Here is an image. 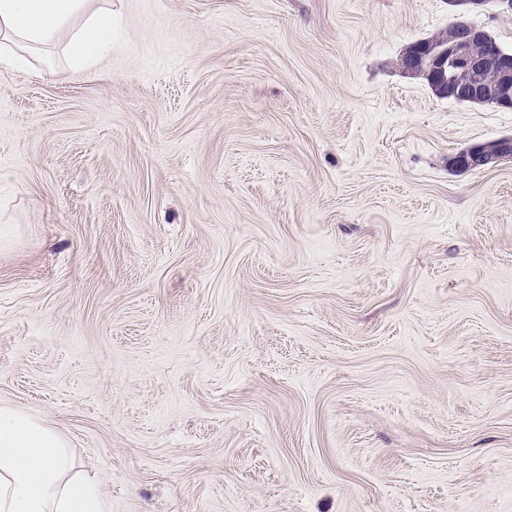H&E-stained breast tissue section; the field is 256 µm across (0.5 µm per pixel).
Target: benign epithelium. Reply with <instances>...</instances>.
Segmentation results:
<instances>
[{
  "label": "benign epithelium",
  "mask_w": 512,
  "mask_h": 512,
  "mask_svg": "<svg viewBox=\"0 0 512 512\" xmlns=\"http://www.w3.org/2000/svg\"><path fill=\"white\" fill-rule=\"evenodd\" d=\"M450 32L466 31L461 37L451 38L448 52L429 49L427 56L431 57L433 69L443 68V63H448V98H458V88L453 85L454 71L467 70L473 76L472 90L479 92L486 90L491 95L488 104L502 109L512 110V65L506 61L497 63L494 70L493 87H488L485 79L486 57H478L473 49L476 41L482 38L483 30L456 21L448 27ZM512 160V137H502L495 141L493 148L489 149L484 144H476L458 152L452 158V167L457 172H467L478 168L493 167L502 161Z\"/></svg>",
  "instance_id": "benign-epithelium-1"
}]
</instances>
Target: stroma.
<instances>
[{
	"label": "stroma",
	"mask_w": 512,
	"mask_h": 512,
	"mask_svg": "<svg viewBox=\"0 0 512 512\" xmlns=\"http://www.w3.org/2000/svg\"><path fill=\"white\" fill-rule=\"evenodd\" d=\"M0 65V402L106 512H512V110L448 0H110ZM512 49V9L463 16ZM450 32H459L466 30V34L461 37H452L450 41L451 45L448 47V32L439 33L437 36L432 37L428 40L418 41L409 46L408 50L400 58L401 67L407 68L409 62V54L417 47H434L435 49H441L448 51V84L443 80H436L433 76V72L430 71V67L427 62H423L417 68L412 71L410 75L421 76L429 84L432 91L440 98L456 99L458 98V88L453 85L454 71L455 70H467L470 71L473 76V84L471 86L474 92H479L486 87V91L492 96L487 101L489 105L502 109L512 110V64L511 66L506 61L498 60L496 68L493 72L494 82L491 90L490 86L485 79V62L489 57H494L491 53L486 54L484 58L478 57L474 52V44L476 41L481 40L483 30L456 21L448 27ZM434 48L429 49L427 53L428 57H431L434 70L443 69V63L446 59L447 53L443 51H436ZM481 59V60H480ZM439 75H444L443 71H440ZM455 81L458 84H464L467 81L465 74L456 72ZM448 93V94H447ZM491 143V142H490ZM492 147L493 144H488ZM512 160V137H502L495 141L492 149L485 144H476L458 152L452 158V167L457 172H467L478 168L493 167L502 161Z\"/></svg>",
	"instance_id": "stroma-1"
}]
</instances>
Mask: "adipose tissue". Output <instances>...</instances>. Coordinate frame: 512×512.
Returning <instances> with one entry per match:
<instances>
[{
    "mask_svg": "<svg viewBox=\"0 0 512 512\" xmlns=\"http://www.w3.org/2000/svg\"><path fill=\"white\" fill-rule=\"evenodd\" d=\"M90 0H0V63L31 71L34 50L63 44L79 67L112 47V10ZM66 441L43 421L0 404V512H105L98 487L69 477Z\"/></svg>",
    "mask_w": 512,
    "mask_h": 512,
    "instance_id": "obj_1",
    "label": "adipose tissue"
}]
</instances>
